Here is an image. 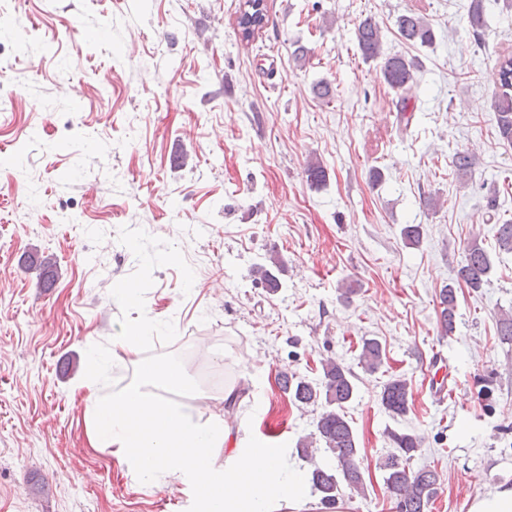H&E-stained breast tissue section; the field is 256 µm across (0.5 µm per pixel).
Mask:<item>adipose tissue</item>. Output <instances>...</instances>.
Wrapping results in <instances>:
<instances>
[{
  "label": "adipose tissue",
  "mask_w": 512,
  "mask_h": 512,
  "mask_svg": "<svg viewBox=\"0 0 512 512\" xmlns=\"http://www.w3.org/2000/svg\"><path fill=\"white\" fill-rule=\"evenodd\" d=\"M103 371L94 363L81 383L95 447L123 449L149 478L190 476L207 512H269L272 501L298 494V477L285 473L274 449L239 438L223 417L201 423L191 409L163 398L166 390H192L182 365L140 362L135 380L109 394L101 391ZM217 448L226 461L220 473L209 465Z\"/></svg>",
  "instance_id": "obj_1"
}]
</instances>
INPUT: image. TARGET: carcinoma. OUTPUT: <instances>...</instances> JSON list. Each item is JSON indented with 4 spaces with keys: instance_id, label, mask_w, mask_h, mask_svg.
<instances>
[{
    "instance_id": "carcinoma-1",
    "label": "carcinoma",
    "mask_w": 512,
    "mask_h": 512,
    "mask_svg": "<svg viewBox=\"0 0 512 512\" xmlns=\"http://www.w3.org/2000/svg\"><path fill=\"white\" fill-rule=\"evenodd\" d=\"M467 24L475 40L482 39L488 28L484 0H471ZM399 35L412 45L430 47L435 42L431 24L412 13L402 14L396 20ZM357 46L364 61L382 59L380 74L384 83L401 98V111H406L407 102L417 88L416 71L420 62L401 55L382 56V34L379 24L370 17L364 18L355 31ZM498 89L494 101V120L499 138L512 144V56L499 62ZM496 240L501 250L512 252V220L497 225ZM31 262L43 271L46 287L50 288L57 277V261L53 257H33ZM490 260L479 243H472L466 250L464 261L457 272L459 280L477 290L487 282ZM439 326L444 334L455 328L456 288L448 284L440 289ZM497 334L503 343L512 344V314L504 312L497 322ZM386 349L374 338L362 342L358 364L365 370L375 372L384 366ZM322 379L309 382L293 376L283 375L281 384L292 401L298 405H319L323 408L316 424L318 441L323 452L332 462L316 465L311 471L313 489L320 495V504L327 510L336 509L343 496L342 488L350 492H365L364 476L360 465L361 448L356 434L346 416V408L356 393L357 377L351 367L333 359L321 363ZM410 390L404 379L388 381L381 393V404L394 416H404L410 410ZM387 437L395 452L385 464V492L395 504L396 512H426L439 495L438 473L430 468L415 469L410 461L419 452L421 440L414 434L387 431Z\"/></svg>"
}]
</instances>
